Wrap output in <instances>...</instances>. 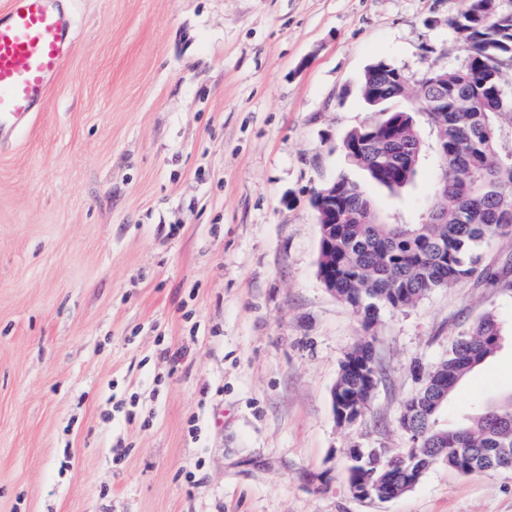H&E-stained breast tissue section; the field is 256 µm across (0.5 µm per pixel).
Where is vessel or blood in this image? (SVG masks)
I'll return each instance as SVG.
<instances>
[{
    "label": "vessel or blood",
    "mask_w": 512,
    "mask_h": 512,
    "mask_svg": "<svg viewBox=\"0 0 512 512\" xmlns=\"http://www.w3.org/2000/svg\"><path fill=\"white\" fill-rule=\"evenodd\" d=\"M74 39L70 14L52 0H10L0 13V139L21 131L46 103Z\"/></svg>",
    "instance_id": "b4317fda"
}]
</instances>
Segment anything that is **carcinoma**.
Segmentation results:
<instances>
[{"instance_id": "cac0c4a2", "label": "carcinoma", "mask_w": 512, "mask_h": 512, "mask_svg": "<svg viewBox=\"0 0 512 512\" xmlns=\"http://www.w3.org/2000/svg\"><path fill=\"white\" fill-rule=\"evenodd\" d=\"M448 26L463 63L432 72L448 81V111L428 98L416 99L415 107L433 129L434 190L448 203V219L429 224L425 212L413 224H387L354 182L336 179V215L372 212L377 219L336 223V299L363 318L371 317L375 305L381 314L405 311L432 291L462 281L500 283L497 274L481 268V260L492 239L512 238V150H503L499 137L503 121L512 125V91L505 87V76L512 73V0H465ZM395 71L383 60L367 67L360 91L369 105L382 106L375 102L379 95L394 101L413 94L415 86L393 84ZM389 118L397 120L392 131L365 126L345 140L357 147L348 159L397 194L413 182L426 147L413 113L392 111L378 122ZM502 336L490 312L463 328L437 366L448 375V395L495 356ZM374 371L371 342L362 338L345 354L336 376V399L345 409L355 412L369 400L367 376ZM434 438L447 445L448 467L464 474L489 471L493 449H512V393L445 429L432 415L429 425L406 437L396 482L421 480L426 471L414 448Z\"/></svg>"}]
</instances>
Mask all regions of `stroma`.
Here are the masks:
<instances>
[{
  "instance_id": "35a3bbf8",
  "label": "stroma",
  "mask_w": 512,
  "mask_h": 512,
  "mask_svg": "<svg viewBox=\"0 0 512 512\" xmlns=\"http://www.w3.org/2000/svg\"><path fill=\"white\" fill-rule=\"evenodd\" d=\"M76 38L0 151V512H512V472L446 463L359 498L347 450L402 448L413 362L493 312L496 355L452 413L512 391V243L373 329L381 381L352 426L331 389L361 318L317 275L312 196L357 182L417 221L435 169L390 197L342 141L385 60L456 66L464 0H64ZM182 358H172L174 350Z\"/></svg>"
}]
</instances>
